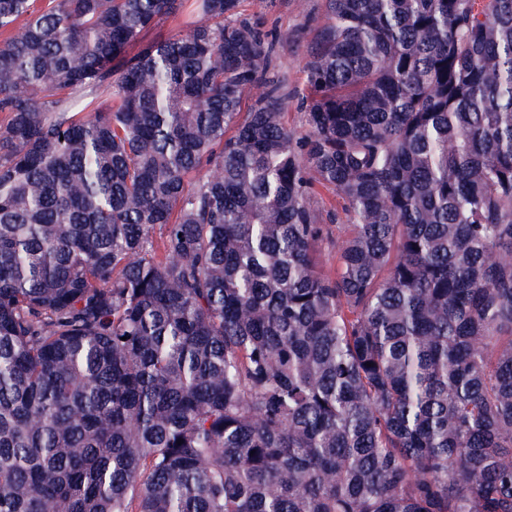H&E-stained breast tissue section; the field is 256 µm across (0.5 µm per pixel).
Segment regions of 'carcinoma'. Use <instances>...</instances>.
<instances>
[{
	"mask_svg": "<svg viewBox=\"0 0 512 512\" xmlns=\"http://www.w3.org/2000/svg\"><path fill=\"white\" fill-rule=\"evenodd\" d=\"M242 2L0 0V512H512V0ZM242 10L280 39L276 70L288 78L290 88L304 92L309 50L328 20L326 0H244ZM190 11L189 4L185 7L186 16L181 20H173L171 18L163 19L154 27L145 31L142 34V41H157L164 40L177 35H183L186 33V28L183 26V22L188 19Z\"/></svg>",
	"mask_w": 512,
	"mask_h": 512,
	"instance_id": "obj_1",
	"label": "carcinoma"
}]
</instances>
